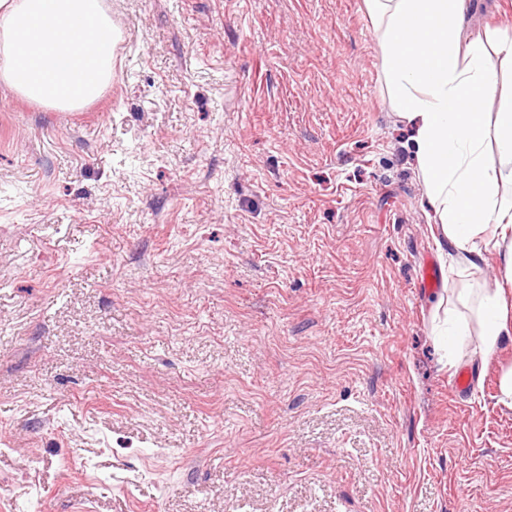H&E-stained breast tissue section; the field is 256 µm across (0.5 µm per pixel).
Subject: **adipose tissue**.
Returning a JSON list of instances; mask_svg holds the SVG:
<instances>
[{"label": "adipose tissue", "instance_id": "ef3b65f1", "mask_svg": "<svg viewBox=\"0 0 512 512\" xmlns=\"http://www.w3.org/2000/svg\"><path fill=\"white\" fill-rule=\"evenodd\" d=\"M383 28L385 75L398 117L411 131L415 165L459 271L501 252L512 279V103L500 93L512 38L463 36L468 0H365ZM479 358L512 334L500 288L480 289Z\"/></svg>", "mask_w": 512, "mask_h": 512}]
</instances>
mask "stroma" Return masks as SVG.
I'll return each instance as SVG.
<instances>
[{"label":"stroma","instance_id":"35a3bbf8","mask_svg":"<svg viewBox=\"0 0 512 512\" xmlns=\"http://www.w3.org/2000/svg\"><path fill=\"white\" fill-rule=\"evenodd\" d=\"M106 6L96 103L0 83V512H512V337L433 321L502 259L451 273L364 0ZM444 305H446V307H444ZM441 310H443L447 317H445L443 321L439 320V323L436 325L438 333L436 336H441L448 351V347L450 349L455 348L470 335V327L467 319L462 317H453L448 314L447 302L444 298H441L436 306L434 320L438 318Z\"/></svg>","mask_w":512,"mask_h":512}]
</instances>
